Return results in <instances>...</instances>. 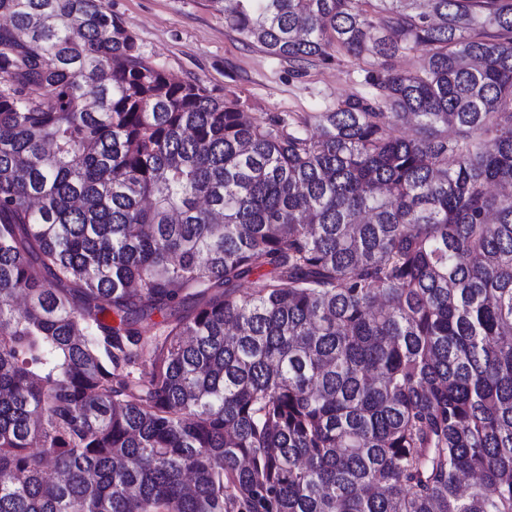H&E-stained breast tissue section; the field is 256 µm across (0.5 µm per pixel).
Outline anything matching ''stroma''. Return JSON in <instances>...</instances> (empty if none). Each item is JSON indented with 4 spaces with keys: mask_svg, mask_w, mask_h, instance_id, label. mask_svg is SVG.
<instances>
[{
    "mask_svg": "<svg viewBox=\"0 0 512 512\" xmlns=\"http://www.w3.org/2000/svg\"><path fill=\"white\" fill-rule=\"evenodd\" d=\"M146 58L176 81H201L215 96L239 98L258 119L326 112L369 92L365 71L336 53L303 66L244 42L224 23L222 0H106Z\"/></svg>",
    "mask_w": 512,
    "mask_h": 512,
    "instance_id": "stroma-1",
    "label": "stroma"
}]
</instances>
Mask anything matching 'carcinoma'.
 <instances>
[{"instance_id": "cac0c4a2", "label": "carcinoma", "mask_w": 512, "mask_h": 512, "mask_svg": "<svg viewBox=\"0 0 512 512\" xmlns=\"http://www.w3.org/2000/svg\"><path fill=\"white\" fill-rule=\"evenodd\" d=\"M2 18L0 512H512V0H224L373 67L286 121Z\"/></svg>"}]
</instances>
